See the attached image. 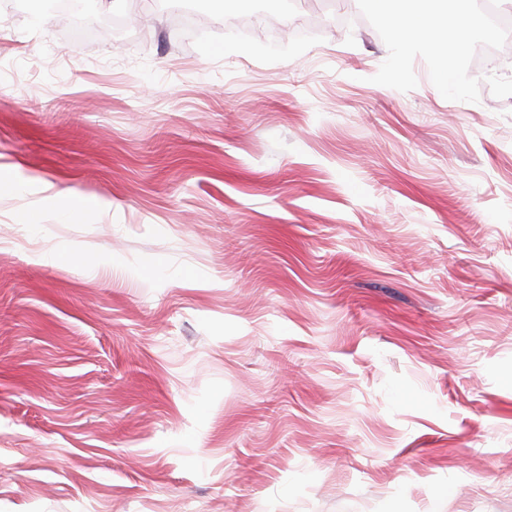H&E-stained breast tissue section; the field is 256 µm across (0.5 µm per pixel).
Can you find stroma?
<instances>
[{
	"label": "stroma",
	"instance_id": "1",
	"mask_svg": "<svg viewBox=\"0 0 512 512\" xmlns=\"http://www.w3.org/2000/svg\"><path fill=\"white\" fill-rule=\"evenodd\" d=\"M94 11L0 25V512H512V51Z\"/></svg>",
	"mask_w": 512,
	"mask_h": 512
}]
</instances>
